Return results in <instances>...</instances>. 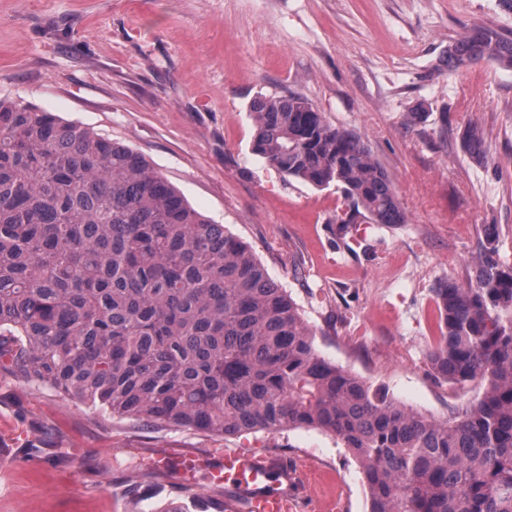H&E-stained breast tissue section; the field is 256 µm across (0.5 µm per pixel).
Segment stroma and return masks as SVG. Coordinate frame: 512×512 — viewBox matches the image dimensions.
I'll return each mask as SVG.
<instances>
[{"instance_id": "stroma-1", "label": "stroma", "mask_w": 512, "mask_h": 512, "mask_svg": "<svg viewBox=\"0 0 512 512\" xmlns=\"http://www.w3.org/2000/svg\"><path fill=\"white\" fill-rule=\"evenodd\" d=\"M512 35L504 0H0V98L144 154L192 207L248 244L317 352L407 406L449 417L480 384L435 376L434 290L467 282L482 225L512 266V68L448 65L474 28ZM303 95L353 130L407 216L340 236L336 186L253 154L258 97ZM423 107L426 119L409 117ZM486 134L473 160L461 135ZM0 512H218L224 453L288 471L295 512H367L358 464L309 428L221 436L114 417L0 373Z\"/></svg>"}]
</instances>
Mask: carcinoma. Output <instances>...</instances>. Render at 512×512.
Returning <instances> with one entry per match:
<instances>
[{
  "label": "carcinoma",
  "mask_w": 512,
  "mask_h": 512,
  "mask_svg": "<svg viewBox=\"0 0 512 512\" xmlns=\"http://www.w3.org/2000/svg\"><path fill=\"white\" fill-rule=\"evenodd\" d=\"M512 67L480 27L448 62ZM252 151L281 175L334 183L371 224H404L356 132L307 98L253 104ZM477 161L481 127L463 136ZM483 225L465 284L434 289L441 378L482 383L447 419L322 358L296 303L243 241L193 209L131 147L0 99V372L113 416L205 433L315 428L357 462L368 512H512V266Z\"/></svg>",
  "instance_id": "obj_1"
}]
</instances>
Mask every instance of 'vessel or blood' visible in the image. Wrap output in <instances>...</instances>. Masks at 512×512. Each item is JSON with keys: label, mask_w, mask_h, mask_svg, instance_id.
Listing matches in <instances>:
<instances>
[{"label": "vessel or blood", "mask_w": 512, "mask_h": 512, "mask_svg": "<svg viewBox=\"0 0 512 512\" xmlns=\"http://www.w3.org/2000/svg\"><path fill=\"white\" fill-rule=\"evenodd\" d=\"M272 471L266 459L253 456L240 450L224 454V481L242 488L253 487L250 512H293L294 504L288 495L267 493L262 489Z\"/></svg>", "instance_id": "1"}]
</instances>
